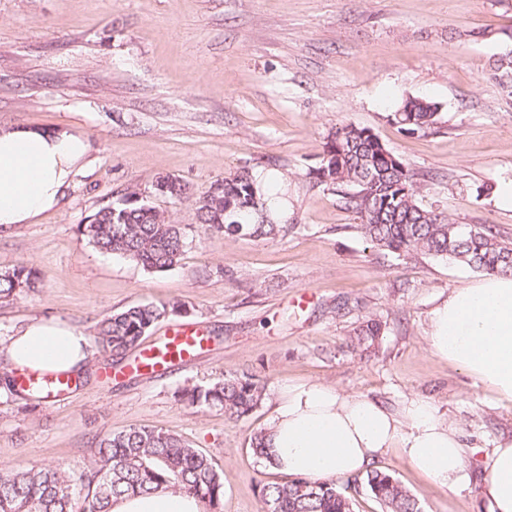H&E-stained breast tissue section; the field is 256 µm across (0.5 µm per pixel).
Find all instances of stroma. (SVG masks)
Masks as SVG:
<instances>
[{
	"mask_svg": "<svg viewBox=\"0 0 512 512\" xmlns=\"http://www.w3.org/2000/svg\"><path fill=\"white\" fill-rule=\"evenodd\" d=\"M512 49V0H0V125L71 126L87 166L60 206L0 235V270L38 269L36 292L0 303V338L52 316L86 333L128 306L181 301L156 324L200 326L211 342L192 366L106 381L94 349L77 386L54 400L0 395V468L81 470L99 440L132 426L183 436L224 482L223 512H258L261 484L284 481L250 449L286 382H319L395 405L417 395L484 448L512 437V403L432 357L430 311L479 278L465 264L402 258L368 243L354 212L312 170L329 136L370 128L414 171L419 202L512 241V211L494 189L512 177V96L491 76ZM436 103L439 123L409 133L407 100ZM247 169L273 187V239L195 232L179 265L150 273L95 250L81 224L126 191L148 192L172 221L193 204L155 195L171 176L200 195ZM375 349L346 342L367 318ZM260 375L263 402L245 420L189 408L177 393L225 373ZM423 512H487L476 485L451 492L397 454L379 459ZM383 330L384 325L381 320L369 318L354 329L353 334L348 338L346 346L352 353L359 354L360 356L368 353L378 344Z\"/></svg>",
	"mask_w": 512,
	"mask_h": 512,
	"instance_id": "obj_1",
	"label": "stroma"
}]
</instances>
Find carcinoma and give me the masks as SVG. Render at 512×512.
<instances>
[{
  "mask_svg": "<svg viewBox=\"0 0 512 512\" xmlns=\"http://www.w3.org/2000/svg\"><path fill=\"white\" fill-rule=\"evenodd\" d=\"M493 72L498 85L512 96V57L502 54ZM394 120L410 133L430 130L438 124V107L424 99L409 100L394 113ZM316 175L340 193L346 208L358 214L363 237L373 246L399 257L420 253L462 262L485 273H512V243L499 240L487 225L456 224L446 214L420 205L424 176L396 158L370 129L351 124L336 129L325 143ZM158 181L169 183L163 196L179 202L188 198L179 180L162 176ZM267 207L268 200L252 172L243 170L196 198L194 224L172 222L133 189L100 208L81 229L99 251L156 273L179 264L195 228L232 237L277 236L282 225L258 220ZM41 282L37 270L23 263L1 270L0 302L33 292ZM180 308L177 302L132 305L100 321L95 342L117 363L154 325ZM383 330L381 320L369 318L354 329L347 348L359 355L368 353ZM0 388L21 399H41V389L19 388L7 372L0 374ZM264 391L258 375L235 371L204 387L183 388L178 400L192 408L222 410L225 419L238 422L261 404ZM266 438V430L255 432L250 448L271 466ZM360 481L382 512H421L410 491L380 468L367 471L361 480L348 479L344 485L336 478L305 476L264 484L260 512H354L355 499L346 489ZM158 491L191 495L200 512H222L224 482L212 459L182 436L149 426L130 427L102 438L78 474L62 466L0 468V512H110L114 497Z\"/></svg>",
  "mask_w": 512,
  "mask_h": 512,
  "instance_id": "obj_1",
  "label": "carcinoma"
}]
</instances>
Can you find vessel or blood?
I'll use <instances>...</instances> for the list:
<instances>
[{
    "label": "vessel or blood",
    "mask_w": 512,
    "mask_h": 512,
    "mask_svg": "<svg viewBox=\"0 0 512 512\" xmlns=\"http://www.w3.org/2000/svg\"><path fill=\"white\" fill-rule=\"evenodd\" d=\"M208 338L203 330L191 324H177L167 329L164 336L143 349L129 364V371L150 378L165 372L172 366H190L207 347ZM24 387L41 385L52 396H61L67 390L63 377L23 373L19 376Z\"/></svg>",
    "instance_id": "obj_1"
}]
</instances>
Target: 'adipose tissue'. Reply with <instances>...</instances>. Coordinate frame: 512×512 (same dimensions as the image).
Instances as JSON below:
<instances>
[{"label": "adipose tissue", "mask_w": 512, "mask_h": 512, "mask_svg": "<svg viewBox=\"0 0 512 512\" xmlns=\"http://www.w3.org/2000/svg\"><path fill=\"white\" fill-rule=\"evenodd\" d=\"M90 142L60 127H0V228L34 223L56 208L85 165ZM427 343L439 360L457 366L512 401V275L486 274L449 291L429 316ZM91 350L82 329L37 318L0 342V358L22 370L80 375ZM267 452L286 475L343 478L396 453L451 491L470 482L471 448L453 420L426 399L399 407L318 382L282 384L268 427ZM479 494L490 512H512V438L481 455ZM111 512H200L195 498L172 492L128 495Z\"/></svg>", "instance_id": "ef3b65f1"}]
</instances>
